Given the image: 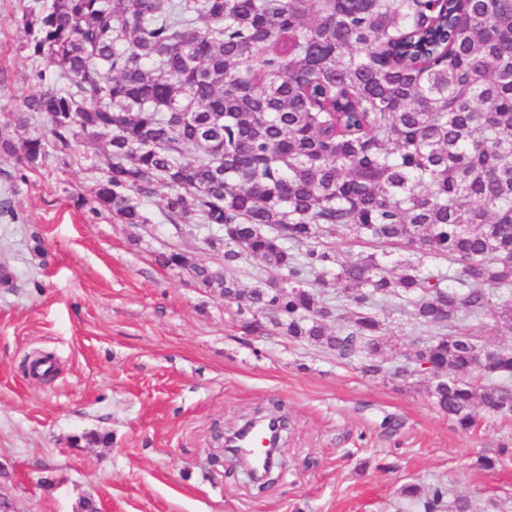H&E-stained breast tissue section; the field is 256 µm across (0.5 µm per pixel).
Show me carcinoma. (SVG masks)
Here are the masks:
<instances>
[{"mask_svg":"<svg viewBox=\"0 0 512 512\" xmlns=\"http://www.w3.org/2000/svg\"><path fill=\"white\" fill-rule=\"evenodd\" d=\"M20 51L41 90L0 136L35 171L100 137L94 210L149 224L224 226V267L171 250L236 305L247 336L277 332L384 372L377 308L425 333L413 369L467 432L475 407L512 416V0H24ZM47 119L50 135L38 121ZM368 248L346 259L334 240ZM259 260L274 277L239 288ZM448 262L431 272L424 259ZM345 284L347 304L325 288ZM266 309L271 316H259ZM437 483L423 512H470Z\"/></svg>","mask_w":512,"mask_h":512,"instance_id":"obj_1","label":"carcinoma"}]
</instances>
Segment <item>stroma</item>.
Masks as SVG:
<instances>
[{
    "label": "stroma",
    "mask_w": 512,
    "mask_h": 512,
    "mask_svg": "<svg viewBox=\"0 0 512 512\" xmlns=\"http://www.w3.org/2000/svg\"><path fill=\"white\" fill-rule=\"evenodd\" d=\"M23 0H0V126L39 90L19 50ZM103 145L28 172L0 222V492L13 512H423L404 485L448 486L472 512H512V417L479 413L461 431L426 382L362 373L307 343L242 335L216 291L158 265L176 248L212 266L216 228L181 232L159 218L162 194L131 226L93 214ZM386 366L408 362L418 328L397 299L379 310ZM52 355L35 379L25 359ZM285 418L286 465L255 488L232 462L213 464L215 436L256 414ZM495 458L490 471L474 466Z\"/></svg>",
    "instance_id": "obj_1"
}]
</instances>
